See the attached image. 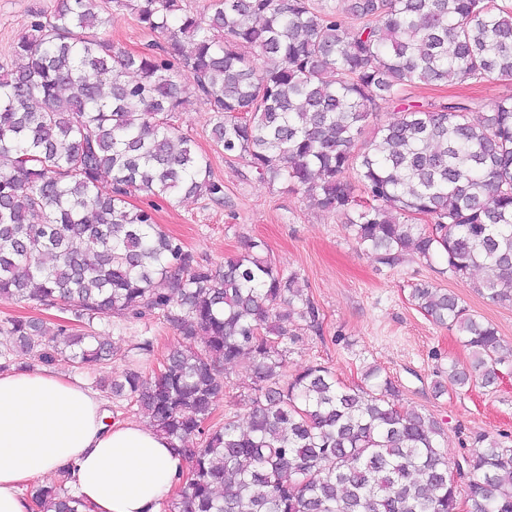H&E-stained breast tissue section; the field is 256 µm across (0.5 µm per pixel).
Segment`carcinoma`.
Segmentation results:
<instances>
[{
    "label": "carcinoma",
    "mask_w": 512,
    "mask_h": 512,
    "mask_svg": "<svg viewBox=\"0 0 512 512\" xmlns=\"http://www.w3.org/2000/svg\"><path fill=\"white\" fill-rule=\"evenodd\" d=\"M111 4L167 45L132 52L100 36ZM15 53L22 65L0 73V299L73 321L52 331L3 322L14 345L0 351V370L26 356L97 363L110 350L94 325L158 316L182 338L159 371H140L154 341L139 336L122 376L97 385L143 411L184 457L168 512H457L462 483L467 512H512V447L476 432L472 450L448 462L440 422L400 409L376 367L353 387L321 365L287 375L286 344L319 328L320 311L264 240L247 238L214 265L127 202L223 198L209 159L170 124L194 97L225 156L344 218L378 264L442 258L478 293L512 304V98L487 110L469 97H404L416 83L511 80V6L209 0L198 15L185 0H61ZM381 102L401 115L363 142ZM411 297L456 330L481 384L495 385L512 362L496 328L429 282ZM244 358L251 410L214 423L225 371ZM30 501L35 512L83 507L60 486H38Z\"/></svg>",
    "instance_id": "cac0c4a2"
}]
</instances>
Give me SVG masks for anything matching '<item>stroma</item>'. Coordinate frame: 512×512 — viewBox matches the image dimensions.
<instances>
[{
	"instance_id": "stroma-1",
	"label": "stroma",
	"mask_w": 512,
	"mask_h": 512,
	"mask_svg": "<svg viewBox=\"0 0 512 512\" xmlns=\"http://www.w3.org/2000/svg\"><path fill=\"white\" fill-rule=\"evenodd\" d=\"M58 0H0V72L14 68L15 41L36 17L54 11ZM448 95L470 96L491 104L512 98V81L408 87L406 98L427 103ZM210 112L194 102L177 113L173 124L206 156L213 175L224 184V201L183 200L178 204L135 195L131 204L153 207L155 220L181 239L196 256L222 263L241 240H264L273 261L298 272L322 314L320 331L302 330L287 354L289 371L312 364L328 367L345 385L360 384L369 367L380 368L400 391L404 409L431 414L441 422L449 459L470 449L469 435L490 433L512 446V365L499 368L496 387L472 384L469 390L436 395L446 381L449 362L469 369L471 357L455 331L439 326L411 299L416 284L428 281L458 296L470 313L491 322L512 345V306L478 294L470 280L446 272L441 262L410 258L394 268L377 269L373 258L349 236L341 218L318 209L303 192L261 180L241 159L225 158L209 136ZM154 336V361H162L179 336L162 320L123 322L101 329L115 354L113 373L126 367L124 355L137 336ZM228 387L214 412V422L245 416L250 407L251 371L240 362L226 371Z\"/></svg>"
}]
</instances>
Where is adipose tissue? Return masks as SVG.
Returning a JSON list of instances; mask_svg holds the SVG:
<instances>
[{
	"instance_id": "1",
	"label": "adipose tissue",
	"mask_w": 512,
	"mask_h": 512,
	"mask_svg": "<svg viewBox=\"0 0 512 512\" xmlns=\"http://www.w3.org/2000/svg\"><path fill=\"white\" fill-rule=\"evenodd\" d=\"M101 404L54 370L0 372V512H31L24 488L63 468L84 512H160L184 460L146 422L106 426Z\"/></svg>"
}]
</instances>
